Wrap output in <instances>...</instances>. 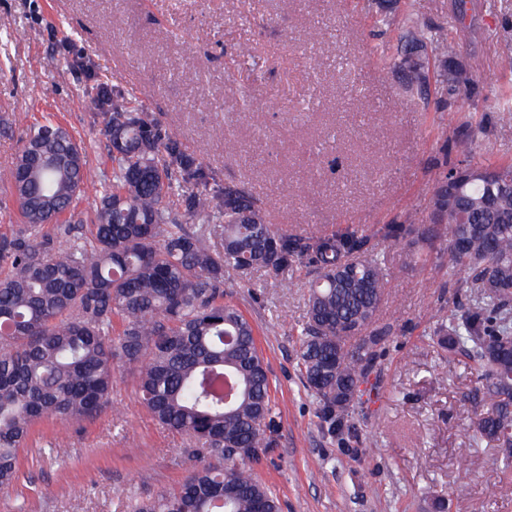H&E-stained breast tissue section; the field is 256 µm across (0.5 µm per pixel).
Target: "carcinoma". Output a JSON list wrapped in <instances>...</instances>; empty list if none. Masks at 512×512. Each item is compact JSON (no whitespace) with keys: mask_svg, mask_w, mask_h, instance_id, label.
Masks as SVG:
<instances>
[{"mask_svg":"<svg viewBox=\"0 0 512 512\" xmlns=\"http://www.w3.org/2000/svg\"><path fill=\"white\" fill-rule=\"evenodd\" d=\"M408 43L389 65L406 68L407 88L427 82L424 63L405 56L428 37L409 15ZM444 81L459 101L473 75L451 65ZM112 175L97 179L86 149L52 119L26 142L64 164L37 167L23 149L4 174L21 202L23 226L0 234V488L18 476V450L46 417L91 422L112 403L117 364L136 370L140 404L193 445L203 461L175 488L136 502L131 512H280L278 497L252 462L273 447L275 404L255 329L224 302V279L297 264L315 267L298 369L334 435L381 357L371 330L386 299L388 270L370 235L355 231L288 233L266 220L245 189H209V167L162 132L141 100L104 111ZM489 180L457 186L459 208L439 218L433 198L422 224H387L385 239L405 246L406 265L428 261L439 245L476 299L440 307L430 330L448 352L477 365L482 409L472 438L512 434V162H476ZM179 208L168 209L173 188ZM98 193L89 224L66 219L87 190ZM461 241L465 251L454 249Z\"/></svg>","mask_w":512,"mask_h":512,"instance_id":"cac0c4a2","label":"carcinoma"}]
</instances>
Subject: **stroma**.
<instances>
[{
    "label": "stroma",
    "mask_w": 512,
    "mask_h": 512,
    "mask_svg": "<svg viewBox=\"0 0 512 512\" xmlns=\"http://www.w3.org/2000/svg\"><path fill=\"white\" fill-rule=\"evenodd\" d=\"M0 0V171L29 128L51 118L105 159L100 88L140 98L182 148L201 155L216 186L244 185L269 202V222L302 232L418 224L446 165L512 160V0ZM409 14L457 45L475 81L456 101L431 58L425 95L381 65ZM393 17L390 25L382 17ZM251 43L261 71L238 65ZM237 143L236 156L224 152ZM389 272L379 325L383 356L353 413V438L323 430L297 369V333L316 274L230 276L224 298L255 328L276 404V446L255 465L283 512H512V463L474 443L478 373L437 347L429 330L464 280L447 259L409 267L379 238ZM124 368L94 422L42 421L19 451L20 474L0 512H129L135 498L177 486L194 461L185 437L139 403ZM465 494H457L460 480ZM53 497H44V487Z\"/></svg>",
    "instance_id": "obj_1"
}]
</instances>
